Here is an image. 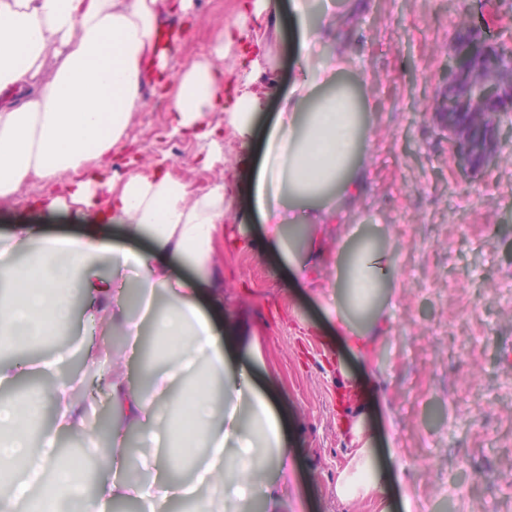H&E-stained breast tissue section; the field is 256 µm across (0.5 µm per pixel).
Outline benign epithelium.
Masks as SVG:
<instances>
[{
    "mask_svg": "<svg viewBox=\"0 0 512 512\" xmlns=\"http://www.w3.org/2000/svg\"><path fill=\"white\" fill-rule=\"evenodd\" d=\"M449 67L445 95L467 102L469 113L464 123L454 112L443 113L444 128L461 145V170L474 174L496 157L500 127L505 121L512 122V79L490 59L476 60L469 70L459 67L453 59ZM472 71L481 73L482 88L472 85Z\"/></svg>",
    "mask_w": 512,
    "mask_h": 512,
    "instance_id": "7a95c632",
    "label": "benign epithelium"
}]
</instances>
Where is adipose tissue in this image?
<instances>
[{
    "label": "adipose tissue",
    "instance_id": "adipose-tissue-1",
    "mask_svg": "<svg viewBox=\"0 0 512 512\" xmlns=\"http://www.w3.org/2000/svg\"><path fill=\"white\" fill-rule=\"evenodd\" d=\"M268 7V0H245L234 24L215 29L210 54L175 74L170 49L179 34L161 25V0H0V202H13L24 184L37 181L52 189L43 205H82L95 209L97 219L76 238L21 224L0 244V252L24 258L10 265L8 293L0 295V347L57 335L72 320L78 288L91 321L119 322L125 341L107 375L121 418L108 427L112 455L93 492L84 489L81 463L59 448L62 435L79 431L90 454L100 450L77 400L85 377L0 399V481L9 485L0 512H112L124 498L140 500L146 512H170L187 495L197 512H242L256 495L265 512H289L292 450L283 420L233 357L241 349L259 355L261 338L246 323L217 330L224 302L214 293L201 308L200 287L218 283L213 255L230 199L248 202L265 221L266 254L288 260L305 276L324 267L333 225L352 216L371 181L369 106L342 83L353 70L344 44L371 0H349L343 17L321 24L310 22L309 0H292L298 72L276 122L264 132L265 153L254 177L194 189L168 171L107 173L127 146L148 86L171 100V135L191 131L215 139L210 115L220 112L230 134L251 146L254 117L275 85L260 63L264 42L250 37L252 30L278 27ZM235 43L236 65L225 67L224 49ZM317 47L327 50L325 62H316ZM116 226L147 238L148 249L113 244ZM103 256L110 265L106 276L97 270ZM170 257L190 267L191 282L172 283ZM334 265L322 285L335 304L338 338L370 361L389 334L387 315L373 308L359 322L349 306L393 277V259L361 244ZM130 269L140 307L134 316L124 287ZM149 335L169 346L162 365L143 367L145 380L138 383L131 364ZM339 386L347 453L336 495L346 504L380 501L383 478L365 425L378 384L345 374ZM47 401L53 422L43 426ZM167 402L174 413L160 435L151 424ZM133 432L152 444L140 456L147 476L136 481L127 477Z\"/></svg>",
    "mask_w": 512,
    "mask_h": 512
}]
</instances>
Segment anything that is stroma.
I'll return each instance as SVG.
<instances>
[{"mask_svg":"<svg viewBox=\"0 0 512 512\" xmlns=\"http://www.w3.org/2000/svg\"><path fill=\"white\" fill-rule=\"evenodd\" d=\"M239 2L195 0L199 21L191 27L184 16L162 13L164 25L188 29L171 53L173 72L209 53L216 26L236 20ZM474 24L512 48V0H374L348 47L355 67L374 77L363 91L372 109L373 179L330 248L370 239L395 259V278L384 287L393 296L390 335L371 363L331 341L335 316L293 268L263 256L258 217L229 220V242L217 249L225 310L263 331L261 357L239 358L287 416L294 512H376L373 504L349 506L336 497L345 462L340 365L361 381L378 374L383 385L366 425L386 473L388 512H419L424 503L432 512H512V125L502 128L495 161L464 179L458 146L438 118L448 53L460 30ZM266 40L276 92L257 116L260 128L279 112L297 73L292 31ZM145 102L129 137L148 166L195 187L243 177L239 161L247 151L237 140L225 137L223 163L202 169L199 143L168 134L170 102L150 93ZM42 194L27 185L0 209V235L16 224L77 235L92 223L91 211L38 206ZM86 326L82 306H75L64 344L0 349V363L63 352L64 373L109 370L124 349L120 329L106 331L92 364L79 346Z\"/></svg>","mask_w":512,"mask_h":512,"instance_id":"35a3bbf8","label":"stroma"}]
</instances>
